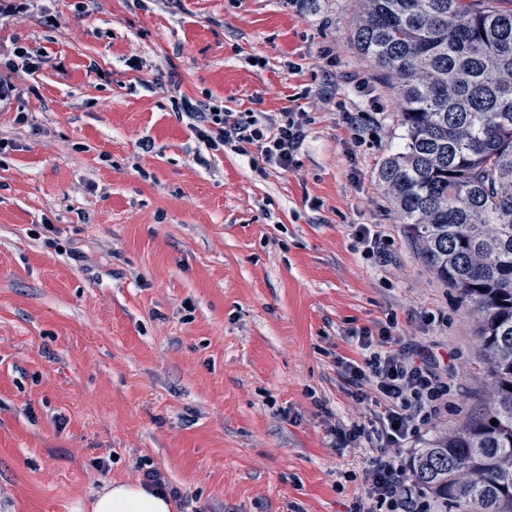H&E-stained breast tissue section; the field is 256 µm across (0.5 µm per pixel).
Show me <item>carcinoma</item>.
<instances>
[{"mask_svg":"<svg viewBox=\"0 0 512 512\" xmlns=\"http://www.w3.org/2000/svg\"><path fill=\"white\" fill-rule=\"evenodd\" d=\"M350 40L400 101L378 182L487 354L486 414L431 439L416 483L434 512H512V0H358Z\"/></svg>","mask_w":512,"mask_h":512,"instance_id":"1","label":"carcinoma"}]
</instances>
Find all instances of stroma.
I'll use <instances>...</instances> for the list:
<instances>
[{
  "label": "stroma",
  "instance_id": "35a3bbf8",
  "mask_svg": "<svg viewBox=\"0 0 512 512\" xmlns=\"http://www.w3.org/2000/svg\"><path fill=\"white\" fill-rule=\"evenodd\" d=\"M354 0H38L0 102V512H91L161 470L191 512H349L372 449L344 370L390 329L448 364L412 444L482 415L476 319L376 175L394 90L350 40ZM307 114L293 164L212 150L180 96ZM24 122H17V115ZM381 225L387 260L355 246Z\"/></svg>",
  "mask_w": 512,
  "mask_h": 512
}]
</instances>
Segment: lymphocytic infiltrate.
Masks as SVG:
<instances>
[{
  "instance_id": "1",
  "label": "lymphocytic infiltrate",
  "mask_w": 512,
  "mask_h": 512,
  "mask_svg": "<svg viewBox=\"0 0 512 512\" xmlns=\"http://www.w3.org/2000/svg\"><path fill=\"white\" fill-rule=\"evenodd\" d=\"M180 108L192 116L197 136L211 149L227 146L240 153L251 145L263 164L282 169L292 164L307 134L301 110L262 120L236 117L210 112L186 96L181 97ZM394 342L386 329L377 337L362 332L358 343L363 361L347 370L349 394L368 404L369 420L338 429L337 434L348 445L373 443L376 451L351 512H423L425 507L413 482V462L402 450L440 415L448 402V385L425 352L412 356L395 348Z\"/></svg>"
}]
</instances>
